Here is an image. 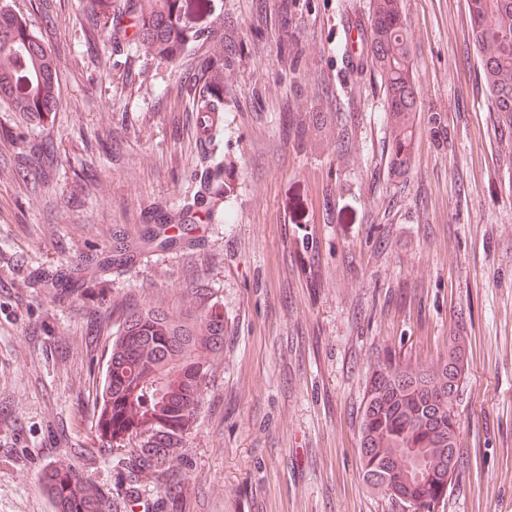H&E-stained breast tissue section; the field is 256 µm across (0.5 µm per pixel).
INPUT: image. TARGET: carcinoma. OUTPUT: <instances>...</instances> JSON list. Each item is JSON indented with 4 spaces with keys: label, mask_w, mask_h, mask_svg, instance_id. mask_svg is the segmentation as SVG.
I'll return each instance as SVG.
<instances>
[{
    "label": "carcinoma",
    "mask_w": 512,
    "mask_h": 512,
    "mask_svg": "<svg viewBox=\"0 0 512 512\" xmlns=\"http://www.w3.org/2000/svg\"><path fill=\"white\" fill-rule=\"evenodd\" d=\"M475 46L491 106L512 130V0H468ZM189 0H123L93 9L88 24L110 32L125 17L159 54L174 57L184 41ZM403 0H370L368 24L373 64L384 76V100L397 134L393 167L408 162L405 130L416 111L418 87L404 27ZM60 59L46 36L35 32L0 0V101L14 112H55ZM196 306L178 313L128 307L115 334L96 336L108 358L96 395L97 426L116 446L134 443L141 466L162 467L198 414L207 385L208 357L224 348V303L196 288ZM464 382L461 347L433 374L398 364L375 375L360 427L363 478L414 512H436L460 466L459 392ZM57 512H105L90 483L73 467L48 476Z\"/></svg>",
    "instance_id": "1"
}]
</instances>
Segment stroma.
<instances>
[{"label": "stroma", "mask_w": 512, "mask_h": 512, "mask_svg": "<svg viewBox=\"0 0 512 512\" xmlns=\"http://www.w3.org/2000/svg\"><path fill=\"white\" fill-rule=\"evenodd\" d=\"M62 58L57 111L0 103V512H56L76 468L106 512H403L359 465L373 371L467 366L463 465L440 512H512V133L488 100L468 0H404L420 96L388 167L369 0H208L176 60L133 30L87 45L94 0H13ZM223 71L198 75L202 60ZM224 93L219 168L196 134ZM33 140L48 181L19 178ZM134 259H112L117 241ZM96 271L65 298L50 278ZM224 303L197 419L161 471H129L95 427L117 304Z\"/></svg>", "instance_id": "obj_1"}]
</instances>
